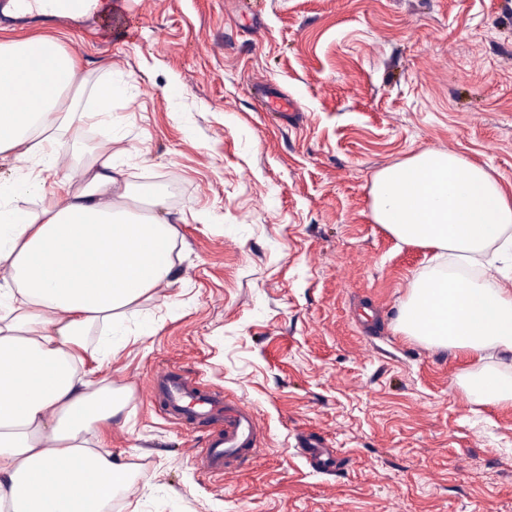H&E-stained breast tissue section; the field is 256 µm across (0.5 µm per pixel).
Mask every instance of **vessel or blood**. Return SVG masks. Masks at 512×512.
Wrapping results in <instances>:
<instances>
[{
  "instance_id": "obj_1",
  "label": "vessel or blood",
  "mask_w": 512,
  "mask_h": 512,
  "mask_svg": "<svg viewBox=\"0 0 512 512\" xmlns=\"http://www.w3.org/2000/svg\"><path fill=\"white\" fill-rule=\"evenodd\" d=\"M151 393L166 416L180 427L189 431L209 429L200 459L207 472L223 476L253 460L260 437L256 415L226 399L222 392L202 391L199 375L160 371L152 380ZM303 453L321 471H329L336 464L334 452L319 442L307 441Z\"/></svg>"
}]
</instances>
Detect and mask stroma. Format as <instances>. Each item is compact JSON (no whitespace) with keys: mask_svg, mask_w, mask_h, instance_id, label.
Segmentation results:
<instances>
[{"mask_svg":"<svg viewBox=\"0 0 512 512\" xmlns=\"http://www.w3.org/2000/svg\"><path fill=\"white\" fill-rule=\"evenodd\" d=\"M119 2L108 30L0 15L62 34L87 91L124 87L60 168L111 143L131 187L184 217L172 284L102 372L129 397L112 450L145 490L111 512H512V405L458 387L470 353L396 331L435 251L377 224L370 195L426 149L512 190V0ZM262 80L296 115L256 111ZM166 367L255 411L247 468H201L202 432L152 401ZM307 436L336 449L334 472L301 456Z\"/></svg>","mask_w":512,"mask_h":512,"instance_id":"stroma-1","label":"stroma"}]
</instances>
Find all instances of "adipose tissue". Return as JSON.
Wrapping results in <instances>:
<instances>
[{
	"label": "adipose tissue",
	"mask_w": 512,
	"mask_h": 512,
	"mask_svg": "<svg viewBox=\"0 0 512 512\" xmlns=\"http://www.w3.org/2000/svg\"><path fill=\"white\" fill-rule=\"evenodd\" d=\"M81 65L60 36L0 30V512H108L139 495L113 456L125 407L96 374L127 348L128 311L169 285L178 232L159 196L134 198L102 148L49 196L36 167H53L65 135L95 124ZM48 196L40 210L19 199ZM372 215L396 238L476 266L473 278L417 277L399 333L465 350L480 365L457 383L474 401L512 404V192L464 156L425 150L377 172Z\"/></svg>",
	"instance_id": "obj_1"
}]
</instances>
